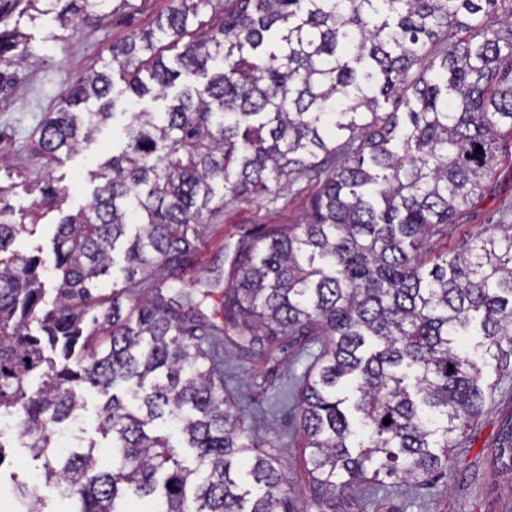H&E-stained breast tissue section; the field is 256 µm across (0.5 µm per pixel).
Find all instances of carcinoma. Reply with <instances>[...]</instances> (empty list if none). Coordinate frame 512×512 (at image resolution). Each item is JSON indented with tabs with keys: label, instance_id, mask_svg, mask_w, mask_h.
<instances>
[{
	"label": "carcinoma",
	"instance_id": "cac0c4a2",
	"mask_svg": "<svg viewBox=\"0 0 512 512\" xmlns=\"http://www.w3.org/2000/svg\"><path fill=\"white\" fill-rule=\"evenodd\" d=\"M209 2L173 0L156 27L109 48L137 98L166 99L183 75L207 82L183 85L164 112L131 113L125 148L91 173L87 209L59 220L52 267L12 246L29 212L60 207L65 190L48 177L18 212L0 188V416L74 512H123L125 485L159 494L151 512H290L285 460L261 451L273 441L224 395L222 341L323 343L296 385L319 512L447 467L495 391L484 367L512 375V224L430 262L424 252L482 199L502 129L512 134V0H234L169 66L157 44L179 46ZM108 5L0 0V60H29L25 34L5 26L13 12H53L66 29ZM111 90L103 71L64 90L40 131L48 158L91 139L113 115ZM382 100L407 112H380ZM303 173L321 179L306 222L238 249L224 323L203 315L206 292L165 300L213 202ZM131 225L123 286L107 300L100 278ZM476 321L480 362L459 343ZM83 385L105 397L106 467L91 444L61 464L47 454L54 426L84 407ZM157 420L194 467L151 434ZM15 489L36 512V486Z\"/></svg>",
	"mask_w": 512,
	"mask_h": 512
}]
</instances>
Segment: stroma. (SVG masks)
I'll return each mask as SVG.
<instances>
[{"mask_svg": "<svg viewBox=\"0 0 512 512\" xmlns=\"http://www.w3.org/2000/svg\"><path fill=\"white\" fill-rule=\"evenodd\" d=\"M170 5L171 0H112L104 22L64 31L49 16L22 22L33 59L17 71L9 94L0 97V187L8 188V198L18 208L30 206L32 187L48 176L64 186L67 195L60 210L33 217L13 245L17 253L52 261L51 238L58 220L90 201L95 184L88 173L122 150L129 111H164V100L150 96L132 100L118 79L112 91L115 116L101 125L91 140L54 160L38 148L42 125L57 108L63 90L91 72L107 70L110 46L152 27ZM499 148L501 163L488 192L440 235L430 238L429 257L444 254L463 240L477 239L512 206V135L502 134ZM318 187L317 180L301 175L275 193L243 197L209 215L201 228L202 244L183 275L184 290L194 292L227 276L240 244L272 229L303 223ZM319 350L315 343L303 348L294 342L286 352H273L261 340L246 354L235 348L224 352L225 390L248 402L260 429L275 430L271 455L288 457V496L295 512H316V508L311 502L304 431L298 410L286 393L292 378L304 374ZM486 380L495 384L494 396L456 448L449 450L445 475L411 480L388 493L358 492L361 512H512V472H498L493 463L501 434L506 424H512V377L497 378L490 369ZM83 395L79 442L94 444L95 454L104 464L109 460L110 442L99 430L103 399L90 388L84 389ZM40 467V460L32 458L29 451L7 449L0 463V501L11 498L14 479L32 477Z\"/></svg>", "mask_w": 512, "mask_h": 512, "instance_id": "35a3bbf8", "label": "stroma"}]
</instances>
